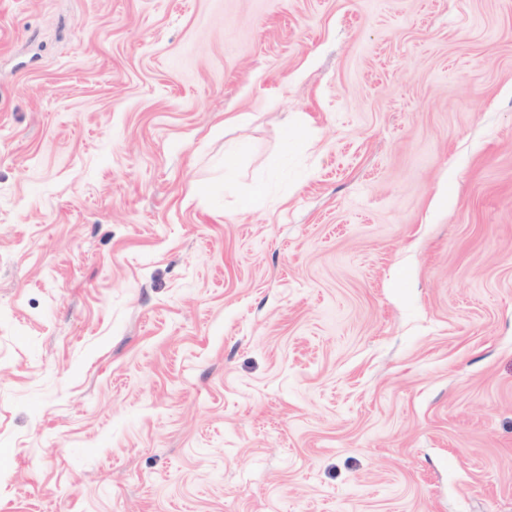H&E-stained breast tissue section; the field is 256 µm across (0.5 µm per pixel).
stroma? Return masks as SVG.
Returning <instances> with one entry per match:
<instances>
[{"instance_id":"stroma-1","label":"stroma","mask_w":512,"mask_h":512,"mask_svg":"<svg viewBox=\"0 0 512 512\" xmlns=\"http://www.w3.org/2000/svg\"><path fill=\"white\" fill-rule=\"evenodd\" d=\"M0 512H512V0H0Z\"/></svg>"}]
</instances>
